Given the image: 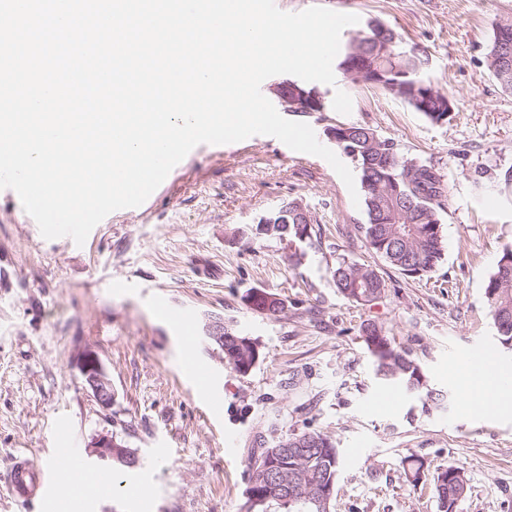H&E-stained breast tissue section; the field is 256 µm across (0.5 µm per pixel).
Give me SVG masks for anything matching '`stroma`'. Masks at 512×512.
Instances as JSON below:
<instances>
[{"label":"stroma","instance_id":"stroma-1","mask_svg":"<svg viewBox=\"0 0 512 512\" xmlns=\"http://www.w3.org/2000/svg\"><path fill=\"white\" fill-rule=\"evenodd\" d=\"M319 5L379 18L405 46L424 52V80L454 101L434 125L400 100L336 74L315 83L324 109L291 112L321 144L328 128L361 123L401 151L432 162L448 181L443 261L427 277L402 274L368 250L357 230L363 206L324 159L256 135L187 156L149 204L115 212L84 245L45 239L8 190H0V478L14 458L66 460L61 439L77 441L87 469L100 470L88 443L109 432L137 451L140 465L115 474L112 495L85 494L72 512H247L249 457L259 444L316 430L340 454L333 512H438L436 470L464 469L471 491L458 512H512V413L469 399L465 355L492 348L512 367L488 315L485 284L512 246V92L489 73L494 28L512 22V0H278L285 12ZM350 114L333 108L336 90ZM299 203L314 227L311 244L289 260L288 245L250 235L282 203ZM374 268L384 295L365 306L340 296L329 275L337 258ZM253 290L284 308L251 310ZM186 319L192 335L183 334ZM212 319L260 344L248 374L224 363L204 339ZM383 324L419 358L446 409L423 411L400 390L376 405L383 386L358 339L359 325ZM94 351L115 394L102 408L78 362ZM202 366L193 382L187 368ZM425 462L418 487L401 460ZM145 483L147 498L127 494ZM246 301L253 311L268 317L277 316L284 308L283 300L277 297V294L264 290L251 291L246 296Z\"/></svg>","mask_w":512,"mask_h":512}]
</instances>
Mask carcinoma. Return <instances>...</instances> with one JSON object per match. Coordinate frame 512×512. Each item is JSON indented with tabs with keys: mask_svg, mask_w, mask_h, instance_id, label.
<instances>
[{
	"mask_svg": "<svg viewBox=\"0 0 512 512\" xmlns=\"http://www.w3.org/2000/svg\"><path fill=\"white\" fill-rule=\"evenodd\" d=\"M367 32L347 41L341 50L345 60L350 50H360L376 67L397 70L390 80L398 87L386 84L380 88L401 99L413 111L419 112L432 124H439L445 113L440 111L448 94L438 89L429 99L428 109L421 108L414 85L423 81L427 57L402 45L400 36L378 19L366 23ZM391 42L387 53L377 49L376 39ZM498 33H493L487 49L486 64L489 72L505 90L512 91V64L507 65L496 54ZM344 142L339 148L355 162L364 195L366 222L358 225L364 245L386 263L411 277H424L434 271L445 255L446 242L442 234L441 218L448 201V183L445 175L433 163L403 153L388 138L378 136L376 130L361 124H342L334 127ZM268 223L257 224L259 235L288 241V247L312 237L311 218L297 203H288V210L277 209L266 216ZM337 292L347 301L366 305L385 293V283L371 267L348 262L339 257L329 269ZM485 297L501 346L512 343V248L505 247L489 277ZM248 306L268 317L278 315L284 308L276 294L255 290L246 296ZM362 346L370 354L380 376L389 390L404 388L410 392H424L423 408H441L447 396L441 390L428 387L426 377L411 350L398 342L381 324L364 320L359 326ZM260 359L257 340L229 325L224 326V362L241 374L252 370ZM308 448V462L291 452L286 466L296 477V496L285 500L275 488L261 489L263 498L249 507L250 512H267L276 506L284 512H332L333 502H321L316 485L326 478H337L340 457L322 453V448L334 447L331 439L316 431L291 432L275 441V446ZM405 477L416 487L422 474L423 461L416 455L402 460ZM463 469L450 466L439 470L433 477V489L439 512H456L462 498L457 496L454 481Z\"/></svg>",
	"mask_w": 512,
	"mask_h": 512,
	"instance_id": "1",
	"label": "carcinoma"
}]
</instances>
